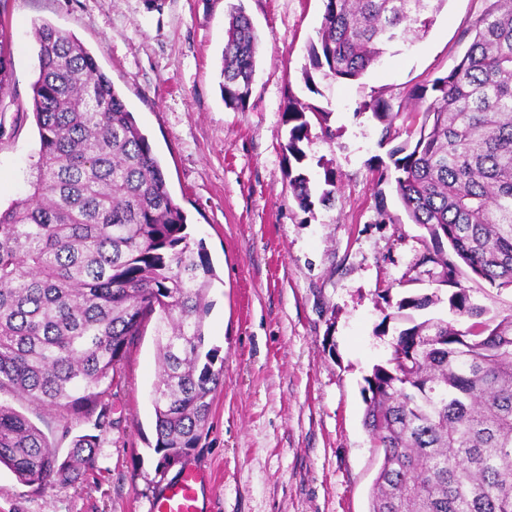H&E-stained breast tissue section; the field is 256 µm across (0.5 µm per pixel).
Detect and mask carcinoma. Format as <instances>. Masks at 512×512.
<instances>
[{
  "label": "carcinoma",
  "instance_id": "obj_1",
  "mask_svg": "<svg viewBox=\"0 0 512 512\" xmlns=\"http://www.w3.org/2000/svg\"><path fill=\"white\" fill-rule=\"evenodd\" d=\"M446 0H323L302 75L356 81L388 47L429 31ZM463 33L458 63L411 91L423 121L392 155L396 191L424 228L417 259L455 287L449 310L465 329L413 312L442 302L439 291L397 303L407 323L386 361L365 378L363 424L383 460L369 512H512V312L500 318L472 301L459 277L512 287V0H488ZM39 73L31 107L40 148L29 193L0 211V394L62 411L66 456L12 406L0 402V466L37 490L77 483L94 469L112 407L101 401L127 349L155 321L158 379L152 391L158 467L198 448L223 382L218 350H204L208 290L216 272L205 243L187 232L149 139L112 80L73 35L35 28ZM259 36L242 5L224 27V106L246 109ZM13 74L0 28V112ZM391 134L380 93L358 103ZM332 111L288 91V186L311 211L315 187L304 142L313 126L332 138ZM323 170L319 202L336 192ZM448 248H443V245Z\"/></svg>",
  "mask_w": 512,
  "mask_h": 512
}]
</instances>
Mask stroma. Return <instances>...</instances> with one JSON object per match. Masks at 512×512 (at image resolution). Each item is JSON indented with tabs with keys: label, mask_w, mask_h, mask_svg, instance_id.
I'll use <instances>...</instances> for the list:
<instances>
[{
	"label": "stroma",
	"mask_w": 512,
	"mask_h": 512,
	"mask_svg": "<svg viewBox=\"0 0 512 512\" xmlns=\"http://www.w3.org/2000/svg\"><path fill=\"white\" fill-rule=\"evenodd\" d=\"M242 2L260 37L246 111L219 89L224 19ZM486 0H446L427 35L394 44L357 81L301 80L322 0H0L12 39L17 109L0 112V209L28 191L39 136L31 111L38 74L35 26L74 35L94 55L147 135L194 239L218 279L209 293L205 345L224 360L198 448L185 464L210 472L211 512H368L382 460L363 425L364 378L388 358L401 296L437 286L417 265L425 229L395 191L391 151L419 126L406 95L443 76L468 47L462 33ZM383 92L399 113L381 137L358 101ZM330 105L334 139L305 145L312 180L331 161L330 205L302 211L288 189V93ZM158 351L153 324L127 350L102 397L112 427L96 468L43 491L0 467V512H151L158 476L151 393ZM184 464V465H185Z\"/></svg>",
	"instance_id": "1"
}]
</instances>
